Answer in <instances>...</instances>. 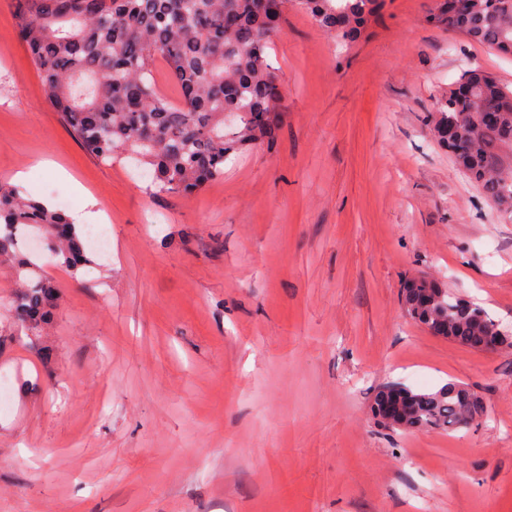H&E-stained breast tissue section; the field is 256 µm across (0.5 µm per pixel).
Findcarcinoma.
<instances>
[{
    "mask_svg": "<svg viewBox=\"0 0 512 512\" xmlns=\"http://www.w3.org/2000/svg\"><path fill=\"white\" fill-rule=\"evenodd\" d=\"M285 14L296 5L324 34L355 39L381 0H270ZM504 0H447L448 26L497 50L512 42ZM17 33L47 98L91 155L104 163L131 160L158 188L192 195L224 177L232 153L272 142L282 97L269 63L280 32L275 12L258 0H13ZM162 59L181 90L172 102L155 89L151 71ZM475 98L455 91L440 101L434 131L455 163L499 208L512 213V89L481 70L463 74ZM480 109L503 112L500 125L478 123ZM48 261L76 273L92 263L71 218L20 188L0 183V256L12 257L34 235ZM26 255L16 266L21 290L6 302L15 321L38 329L57 307L52 285ZM407 314L431 334L474 349L487 346L499 321L484 309L420 277L404 288ZM449 382L406 393L398 430L448 433L484 416L478 397Z\"/></svg>",
    "mask_w": 512,
    "mask_h": 512,
    "instance_id": "obj_1",
    "label": "carcinoma"
}]
</instances>
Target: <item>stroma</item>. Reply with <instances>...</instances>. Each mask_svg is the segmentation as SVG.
Instances as JSON below:
<instances>
[{
  "mask_svg": "<svg viewBox=\"0 0 512 512\" xmlns=\"http://www.w3.org/2000/svg\"><path fill=\"white\" fill-rule=\"evenodd\" d=\"M444 8L385 0L351 42L289 9L273 144L183 196L83 149L0 0V179L26 171L74 216L80 182L112 217L82 274L44 265L42 335L0 304V512H512V346L431 335L402 304L425 275L512 329V217L432 124L468 70L512 87V56ZM450 381L482 419L403 434L372 415L385 384Z\"/></svg>",
  "mask_w": 512,
  "mask_h": 512,
  "instance_id": "stroma-1",
  "label": "stroma"
}]
</instances>
